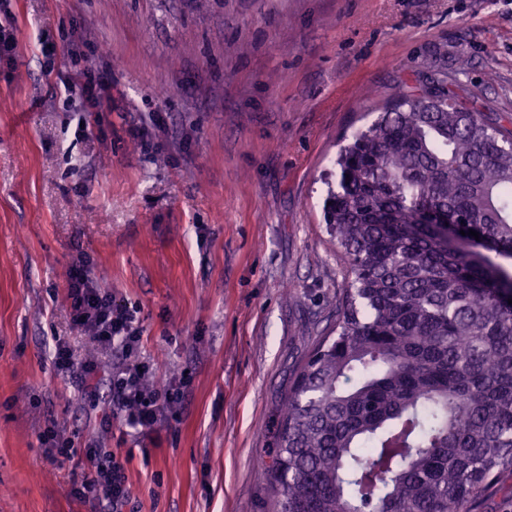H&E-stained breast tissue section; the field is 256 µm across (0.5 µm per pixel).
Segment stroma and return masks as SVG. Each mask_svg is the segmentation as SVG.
<instances>
[{
    "instance_id": "35a3bbf8",
    "label": "stroma",
    "mask_w": 512,
    "mask_h": 512,
    "mask_svg": "<svg viewBox=\"0 0 512 512\" xmlns=\"http://www.w3.org/2000/svg\"><path fill=\"white\" fill-rule=\"evenodd\" d=\"M6 19L0 512H90L72 465L46 457L52 423L129 455L123 512H268L255 461L336 321L343 261L323 202L337 146L439 72L512 133V0H0ZM73 46L109 64L111 111L74 112L57 78ZM81 254L138 308L157 383L187 381L155 439L125 427L114 356L70 322ZM60 338L103 363L87 386L55 368Z\"/></svg>"
}]
</instances>
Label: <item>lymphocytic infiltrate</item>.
Returning <instances> with one entry per match:
<instances>
[{
	"label": "lymphocytic infiltrate",
	"instance_id": "1",
	"mask_svg": "<svg viewBox=\"0 0 512 512\" xmlns=\"http://www.w3.org/2000/svg\"><path fill=\"white\" fill-rule=\"evenodd\" d=\"M108 73L91 66L70 68L63 80L70 100L81 111H97L107 88ZM67 308L72 324L91 336L101 347L119 352L123 362L112 371L111 402L126 427L148 435L180 404L179 385L155 384L151 368L139 360L141 326L136 310L116 300L109 289L89 276L84 258L70 269L66 288ZM41 441L51 448V461L73 463L80 476L72 491L91 502L92 512H118L128 498L125 464L121 456L98 448H77L60 440L54 427H47Z\"/></svg>",
	"mask_w": 512,
	"mask_h": 512
}]
</instances>
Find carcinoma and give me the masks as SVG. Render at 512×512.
I'll use <instances>...</instances> for the list:
<instances>
[{"label":"carcinoma","instance_id":"obj_1","mask_svg":"<svg viewBox=\"0 0 512 512\" xmlns=\"http://www.w3.org/2000/svg\"><path fill=\"white\" fill-rule=\"evenodd\" d=\"M336 166L344 288L258 470L273 512H480L512 476V136L440 78Z\"/></svg>","mask_w":512,"mask_h":512}]
</instances>
